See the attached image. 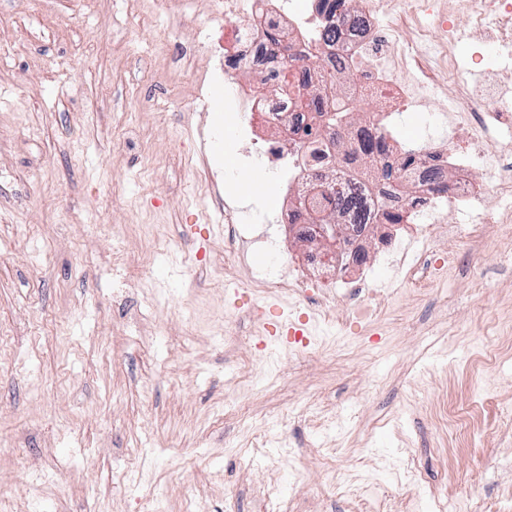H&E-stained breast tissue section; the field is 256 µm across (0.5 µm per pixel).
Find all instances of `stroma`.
I'll return each mask as SVG.
<instances>
[{"label": "stroma", "instance_id": "1", "mask_svg": "<svg viewBox=\"0 0 512 512\" xmlns=\"http://www.w3.org/2000/svg\"><path fill=\"white\" fill-rule=\"evenodd\" d=\"M214 9L0 0V512H436L450 492L512 512V417L466 413L478 383L512 400V228L437 239L461 257L447 287H401L369 321L340 293L322 326L244 287L195 172L200 152L224 169L196 132L224 84L190 111L159 51L200 40ZM431 111L401 113L406 143L447 137ZM224 196L268 225L271 268L298 258L277 206ZM100 225L127 235L130 298Z\"/></svg>", "mask_w": 512, "mask_h": 512}]
</instances>
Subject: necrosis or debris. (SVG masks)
Returning a JSON list of instances; mask_svg holds the SVG:
<instances>
[{
	"mask_svg": "<svg viewBox=\"0 0 512 512\" xmlns=\"http://www.w3.org/2000/svg\"><path fill=\"white\" fill-rule=\"evenodd\" d=\"M299 0L297 16L282 33L298 62L287 81L276 79L278 63L269 57L267 25L280 13L278 0H217L213 29L195 52L205 53L207 70L195 76L196 88L224 79L230 93L225 108L235 112L246 144L272 170L287 168L280 190L281 223L289 225L305 253L302 262L266 280L271 292L286 293L314 305L322 323L335 319L323 292L324 279L335 274L337 287L349 297L354 313L365 317L388 301L363 265L366 247L379 227L409 224L413 237L426 242L434 235L471 236L485 224L512 223V73L491 68L486 50L512 47V0ZM469 19L480 44L456 36L450 17ZM413 28L420 47L404 52L402 28ZM245 66L269 79L270 91L260 99L235 86V68ZM483 71L474 87L465 69ZM352 78L347 93L336 91L339 74ZM314 91L325 111L345 112L373 99L379 109L368 122L348 126L346 150H338L332 132L319 124L301 100V90ZM432 92L447 100L454 122L447 139L431 141L410 153L398 150L399 134L389 124L393 113L404 111L417 96ZM373 134L385 150L377 163L408 168L410 188L376 174H364L359 145ZM329 172L337 181L365 189L372 200L366 223L348 225L340 263L317 245L311 224L302 219L301 203L310 191L312 174ZM210 201L224 215L232 243L226 264L237 262L256 238L253 227L241 223L237 210L223 201L213 172H206ZM448 208L469 210L467 225L439 223Z\"/></svg>",
	"mask_w": 512,
	"mask_h": 512,
	"instance_id": "4bbe7bcc",
	"label": "necrosis or debris"
}]
</instances>
